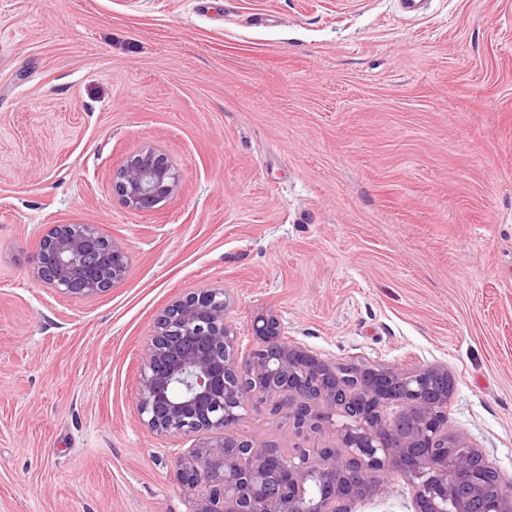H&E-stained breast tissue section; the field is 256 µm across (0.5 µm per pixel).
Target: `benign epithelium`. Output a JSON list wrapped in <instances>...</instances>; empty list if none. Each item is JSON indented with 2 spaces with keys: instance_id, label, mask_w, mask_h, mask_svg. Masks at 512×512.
<instances>
[{
  "instance_id": "1",
  "label": "benign epithelium",
  "mask_w": 512,
  "mask_h": 512,
  "mask_svg": "<svg viewBox=\"0 0 512 512\" xmlns=\"http://www.w3.org/2000/svg\"><path fill=\"white\" fill-rule=\"evenodd\" d=\"M180 174L152 145L139 147L112 176L124 206L146 213L174 196ZM125 248L95 224H51L34 259L33 274L59 296L91 299L121 283L128 273ZM232 297L222 288H198L168 305L156 318L140 357L136 406L141 423L160 437L181 436L194 445L177 453L180 483L195 491L193 512H350V505L383 491L380 476L399 471L425 479L427 493L413 498L415 512H472L480 496L472 460L483 452L451 430L433 397L438 368L405 377L355 367L352 389L323 384L334 365L288 337L278 317L252 321L251 348L239 349L229 317ZM401 395L404 428L389 431L377 408L383 393ZM262 406L288 416L297 432L330 431L334 443L317 457L284 455L279 446L239 432L236 422ZM429 440L434 456L415 457L410 448ZM460 448L448 482L447 450ZM316 480L322 500L306 497ZM493 512H512V492L497 486Z\"/></svg>"
}]
</instances>
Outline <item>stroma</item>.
I'll return each instance as SVG.
<instances>
[{
    "label": "stroma",
    "mask_w": 512,
    "mask_h": 512,
    "mask_svg": "<svg viewBox=\"0 0 512 512\" xmlns=\"http://www.w3.org/2000/svg\"><path fill=\"white\" fill-rule=\"evenodd\" d=\"M427 2L0 0V512H192L190 443L135 397L156 316L208 286L243 346L270 312L335 364L447 370L450 428L512 481V0ZM144 144L180 184L134 213L112 174ZM51 224L98 225L125 280L43 287Z\"/></svg>",
    "instance_id": "obj_1"
}]
</instances>
